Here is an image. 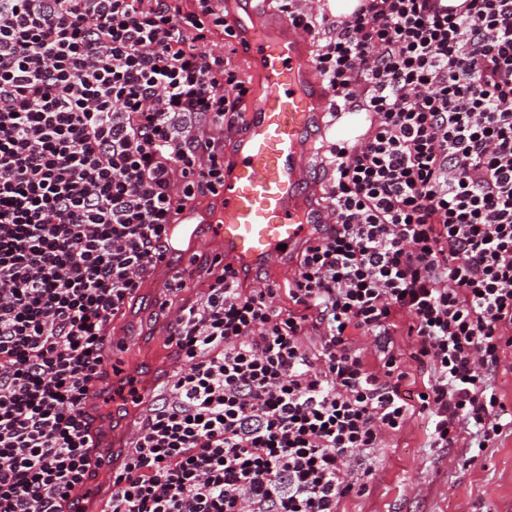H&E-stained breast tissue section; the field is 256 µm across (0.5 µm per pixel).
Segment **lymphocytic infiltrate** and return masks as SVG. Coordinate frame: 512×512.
Returning <instances> with one entry per match:
<instances>
[{
  "label": "lymphocytic infiltrate",
  "mask_w": 512,
  "mask_h": 512,
  "mask_svg": "<svg viewBox=\"0 0 512 512\" xmlns=\"http://www.w3.org/2000/svg\"><path fill=\"white\" fill-rule=\"evenodd\" d=\"M281 2L324 34L332 112L370 122L330 145L334 224L287 288L241 287L217 258L179 309L181 365L112 512H338L368 489L358 452L413 415L433 448L512 429L495 383L512 357V0ZM227 32L221 0H0V512H80L106 333L178 213L217 196L243 128L246 83L205 48Z\"/></svg>",
  "instance_id": "obj_1"
}]
</instances>
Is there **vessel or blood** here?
<instances>
[{
  "mask_svg": "<svg viewBox=\"0 0 512 512\" xmlns=\"http://www.w3.org/2000/svg\"><path fill=\"white\" fill-rule=\"evenodd\" d=\"M224 12L250 65L246 129L214 210L187 209L169 233L197 242L201 225H210L209 238L223 245L225 261L248 277L280 269L289 253L330 222L317 203L321 181L314 165L330 94L312 61L307 32L270 9L268 0H224ZM111 350L123 355L125 374L135 375L139 363L129 338L115 336ZM96 458L89 499L97 512H109L119 462L109 448H97Z\"/></svg>",
  "mask_w": 512,
  "mask_h": 512,
  "instance_id": "b4317fda",
  "label": "vessel or blood"
}]
</instances>
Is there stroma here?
Returning <instances> with one entry per match:
<instances>
[{"instance_id": "obj_1", "label": "stroma", "mask_w": 512, "mask_h": 512, "mask_svg": "<svg viewBox=\"0 0 512 512\" xmlns=\"http://www.w3.org/2000/svg\"><path fill=\"white\" fill-rule=\"evenodd\" d=\"M159 296L139 291L115 318L138 348L141 382L152 388L177 366L175 353L155 349L170 324ZM426 440L427 421L415 416L384 447L361 452L372 470L369 489L344 499L340 512H512V433L477 454L431 448Z\"/></svg>"}]
</instances>
